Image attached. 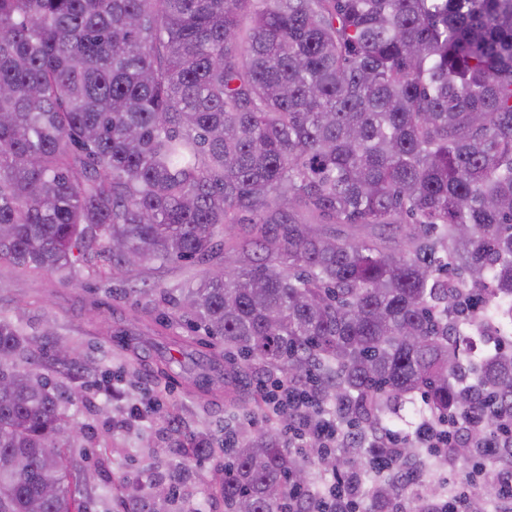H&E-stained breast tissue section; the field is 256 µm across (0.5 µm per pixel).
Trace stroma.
Returning <instances> with one entry per match:
<instances>
[{"instance_id":"obj_1","label":"stroma","mask_w":512,"mask_h":512,"mask_svg":"<svg viewBox=\"0 0 512 512\" xmlns=\"http://www.w3.org/2000/svg\"><path fill=\"white\" fill-rule=\"evenodd\" d=\"M207 264L177 261L164 267L143 266L138 290L91 271H83L76 285L59 283L54 276L0 266V312L18 319L32 337L52 317L60 342L80 351L91 372L112 371V390H90L66 406L83 435L80 446L69 449L79 478L80 496L88 512H122L124 505L106 489L122 477L132 490L158 482H177L180 497L169 512H224V500L212 482V460L182 462L173 453V425L199 435L223 437L225 432L255 434L270 429L263 411L254 404L227 408L223 398L202 394L189 374L173 366L168 379L157 376L159 356L168 337L204 339L202 330L183 323H158L159 300L165 291L195 282ZM136 326L146 348L132 357L113 344V323ZM160 449L148 458V448Z\"/></svg>"}]
</instances>
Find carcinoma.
<instances>
[{
    "label": "carcinoma",
    "mask_w": 512,
    "mask_h": 512,
    "mask_svg": "<svg viewBox=\"0 0 512 512\" xmlns=\"http://www.w3.org/2000/svg\"><path fill=\"white\" fill-rule=\"evenodd\" d=\"M221 247L172 298L220 347L195 385L276 370L341 434L232 438L224 512H312L327 473L362 512H512V0H0V265L133 282ZM39 351L0 314V512H84ZM476 464L458 503L426 481Z\"/></svg>",
    "instance_id": "cac0c4a2"
}]
</instances>
